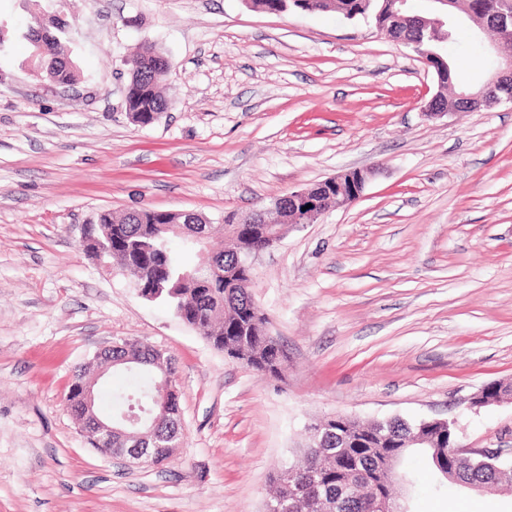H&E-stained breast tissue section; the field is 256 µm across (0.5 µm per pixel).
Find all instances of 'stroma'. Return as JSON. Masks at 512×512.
Wrapping results in <instances>:
<instances>
[{
  "label": "stroma",
  "instance_id": "35a3bbf8",
  "mask_svg": "<svg viewBox=\"0 0 512 512\" xmlns=\"http://www.w3.org/2000/svg\"><path fill=\"white\" fill-rule=\"evenodd\" d=\"M82 77L39 85L0 59V512H262L307 425L346 414L455 422L469 448L512 446V104L430 119L436 80L373 19L244 0H66ZM460 23L448 59L467 85L490 64ZM173 66L167 112L125 111L141 43ZM362 195L290 226L253 262L251 293L283 344L282 378L225 358L169 304L86 253L105 210L227 212L341 171ZM118 338L176 359L185 437L161 467L91 448L65 408L74 371ZM411 512H512V492L436 487ZM503 385L498 388L485 386L478 393L470 398V406L472 408H481L490 404L498 403L505 397L512 396V382H501Z\"/></svg>",
  "mask_w": 512,
  "mask_h": 512
}]
</instances>
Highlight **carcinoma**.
<instances>
[{"mask_svg":"<svg viewBox=\"0 0 512 512\" xmlns=\"http://www.w3.org/2000/svg\"><path fill=\"white\" fill-rule=\"evenodd\" d=\"M252 8L263 13H277L288 7L308 12H332L345 18L374 19L381 23V16L399 8L398 0H250ZM469 13L477 18L494 14L500 0H467ZM388 34L398 40L420 43L423 52L437 50L439 43L435 33L420 30L410 19L402 21L396 30ZM78 32L67 25L41 35L36 31L9 27V39L4 43V54H11L18 40L28 43L26 61L37 70L38 80L44 83L75 82L80 69L75 57L64 53L67 44L76 42ZM129 83L126 87L125 109L128 112H164L169 99L160 86V79L167 69L157 64L150 77L143 76L134 64H127ZM237 213L224 216L221 229L224 232V248L211 251L207 265L187 263L176 257L169 247V240L179 236L189 250L199 251L208 246L211 225L185 224L174 213L163 214L155 209L142 207L120 216L104 211L99 215L100 223L92 226L97 245L104 257L115 262L134 284L150 292L156 299L167 301L176 315L203 337L215 350L241 363L249 370L268 374L269 364L274 360L287 363V356L280 343L272 336L251 337L250 346L242 347L232 330L253 318L257 305L253 302L250 288L252 271L239 270L233 277L237 287H226L224 274L243 263L244 257L257 244L259 234L253 224H236ZM87 367L75 370L69 386L68 402L71 414L77 418L87 417L103 423L97 411L98 381L88 377ZM112 372L126 375L128 384L112 390V426L122 427L123 415L135 407L146 427L143 435L128 437L112 433V447H148L156 449L153 465L163 464L170 454L167 447L181 444L183 439L182 417L179 396H169L161 401V390L157 383L176 378L174 359L139 340L118 339L112 342ZM333 433L328 435L331 444H336V434L345 438L371 440L383 451L405 457L412 452L406 441L413 435L430 430L422 422H409L394 418L390 421H372L363 425L347 416H329L322 420ZM313 436H308V445L298 449L303 462H288L274 472L270 481L274 486L269 501L275 503L288 498V483L282 478V470L295 468L304 471L306 486L318 482L322 485L336 483V456H329L321 448L311 447ZM459 471L463 479L485 482L495 489L512 487V464L475 457L460 460ZM375 490V479L363 475L355 481L353 499L341 512H367L364 501ZM304 512H336V496L323 500L307 501Z\"/></svg>","mask_w":512,"mask_h":512,"instance_id":"obj_1","label":"carcinoma"}]
</instances>
